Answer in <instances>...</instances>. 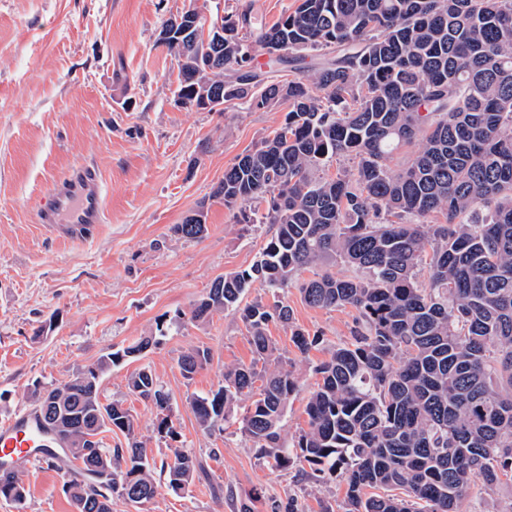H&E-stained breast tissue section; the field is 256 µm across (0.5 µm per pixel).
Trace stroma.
<instances>
[{"mask_svg":"<svg viewBox=\"0 0 512 512\" xmlns=\"http://www.w3.org/2000/svg\"><path fill=\"white\" fill-rule=\"evenodd\" d=\"M190 0H0V419L33 408L34 386H57L103 355L140 337L157 335L144 357L104 374L102 402L118 401L134 418L138 440L155 461L173 445L204 466L188 492L166 488L145 505L113 499L112 512H255L294 502L298 512H346L345 490L334 476H314L308 464L277 468L243 432L244 406L223 430L203 429L192 401L217 390L224 371L250 362V336L237 313L195 322L190 310L218 277L249 268L272 225L239 222L213 196L224 170L284 119L281 110L239 104L222 112L177 106L178 62L157 46L163 20ZM83 162L96 165L106 193V218L85 239L57 240L37 224L34 210L49 182ZM207 211L201 238L173 227L197 208ZM288 302L293 327L270 323L283 365L298 388L281 435L293 442L307 427L305 406L315 367L349 341L351 308L308 306L296 288L274 292L254 282L244 302ZM318 336L299 353L292 329ZM209 348L211 361L184 378L178 359ZM151 370L171 397L177 439L157 432L154 406L128 389L141 368ZM22 503L0 498V512H72L58 470L23 469ZM460 512H512V485L475 478Z\"/></svg>","mask_w":512,"mask_h":512,"instance_id":"1","label":"stroma"}]
</instances>
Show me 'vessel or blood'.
I'll use <instances>...</instances> for the list:
<instances>
[{
    "label": "vessel or blood",
    "instance_id": "b4317fda",
    "mask_svg": "<svg viewBox=\"0 0 512 512\" xmlns=\"http://www.w3.org/2000/svg\"><path fill=\"white\" fill-rule=\"evenodd\" d=\"M104 186L96 168L89 164L72 167L55 178L37 221L64 241L86 238L104 220ZM62 442L40 420L34 410L22 409L0 422V475L25 465L50 467Z\"/></svg>",
    "mask_w": 512,
    "mask_h": 512
}]
</instances>
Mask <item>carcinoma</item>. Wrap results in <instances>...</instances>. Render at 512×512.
<instances>
[{"label": "carcinoma", "mask_w": 512, "mask_h": 512, "mask_svg": "<svg viewBox=\"0 0 512 512\" xmlns=\"http://www.w3.org/2000/svg\"><path fill=\"white\" fill-rule=\"evenodd\" d=\"M269 24L255 0L224 16V43L196 29L157 40L178 60L175 102L222 112L224 105L285 110L284 121L224 169L213 196L240 221L246 203L267 202L275 226L250 268L216 278L190 320L239 313L256 358L224 372V385L193 400L201 427L223 426L248 402L242 429L278 467L306 462L345 485L347 512H458L472 477L512 482V0H297ZM267 55L253 63L249 48ZM289 72L288 81L270 74ZM415 145L393 169L392 155ZM337 156L355 163L318 175ZM199 208L174 226L198 239ZM342 262L362 273L301 271ZM427 269L428 280H419ZM291 285L311 307L358 312L351 341L315 368L307 429L287 445L281 423L297 391L269 323L288 324L281 301L241 305L251 283ZM300 353L318 337L295 330ZM144 336L109 352L69 381L34 387L42 420L72 457L63 491L74 512H112V498L139 505L158 494L151 450L132 415L103 403L100 380L156 345ZM210 362L196 347L178 359L193 377ZM152 403L157 431L178 438L170 396L150 370L128 379ZM122 433L108 448L101 434ZM112 468V487L94 478ZM179 495L199 464L181 447L163 464ZM15 473L0 498L21 502Z\"/></svg>", "instance_id": "cac0c4a2"}]
</instances>
